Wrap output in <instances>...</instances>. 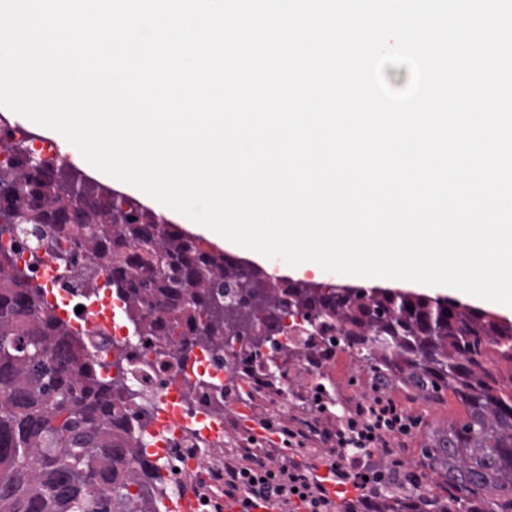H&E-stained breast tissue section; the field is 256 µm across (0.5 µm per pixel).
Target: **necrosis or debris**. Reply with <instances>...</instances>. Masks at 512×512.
Returning <instances> with one entry per match:
<instances>
[{
    "instance_id": "obj_1",
    "label": "necrosis or debris",
    "mask_w": 512,
    "mask_h": 512,
    "mask_svg": "<svg viewBox=\"0 0 512 512\" xmlns=\"http://www.w3.org/2000/svg\"><path fill=\"white\" fill-rule=\"evenodd\" d=\"M9 251L15 271L24 273L30 286L40 289L39 305L77 333L85 358L102 377L115 369L124 373V396L119 403L132 421L134 452L130 469L153 459L161 477L155 492L157 507H177L190 500L192 512L214 506L224 467L225 408L246 400L270 403L276 416L290 415L295 394L305 393L330 380L337 361H344L353 376L340 399L353 413L373 398L374 379L360 371L350 351L333 345L329 353L299 346L292 367L271 379L259 371L244 378L228 377L237 349L199 347L177 363L166 360L163 344L133 331L124 300L109 291L110 270L99 271L93 293L72 287L69 274L55 253L56 246L27 236L22 227L0 234V250Z\"/></svg>"
}]
</instances>
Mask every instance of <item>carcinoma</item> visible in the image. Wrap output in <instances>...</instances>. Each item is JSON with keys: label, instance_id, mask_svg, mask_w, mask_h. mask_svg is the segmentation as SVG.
Here are the masks:
<instances>
[{"label": "carcinoma", "instance_id": "1", "mask_svg": "<svg viewBox=\"0 0 512 512\" xmlns=\"http://www.w3.org/2000/svg\"><path fill=\"white\" fill-rule=\"evenodd\" d=\"M0 196L7 203L0 233L19 221L50 225L48 241L69 244L57 253L61 263L85 270L76 285L110 269L111 286L141 335L168 344L177 330L206 347L224 343L226 320L205 316L213 291L227 280L236 283L239 313L252 306L255 280L264 276L256 268L242 273L232 257L209 254L173 227L159 230L154 213L132 200L118 223L104 202L72 224L69 184L36 173L23 158L0 166ZM135 244L148 249L124 251ZM11 266L0 253V512H154L153 466L143 461L134 473L125 465L132 433L118 403L121 380L102 379L85 364L71 331L39 311L37 290L10 273ZM146 302L173 317L144 318ZM261 305L270 335L280 334L276 316L291 309L301 316L308 343L339 331L357 360L387 381L384 392L402 383L431 401L448 390L466 409L464 421L432 434L415 463L398 467L385 459V479L336 505L338 512H512V391L503 390L486 361L491 349L512 361V323L457 302L396 298L373 288L322 292L286 280L264 282ZM29 337L52 351V362L33 356ZM258 357L245 341L241 372L251 373ZM423 480L438 494L396 491Z\"/></svg>", "mask_w": 512, "mask_h": 512}]
</instances>
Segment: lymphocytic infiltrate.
Wrapping results in <instances>:
<instances>
[{"label": "lymphocytic infiltrate", "mask_w": 512, "mask_h": 512, "mask_svg": "<svg viewBox=\"0 0 512 512\" xmlns=\"http://www.w3.org/2000/svg\"><path fill=\"white\" fill-rule=\"evenodd\" d=\"M419 420L393 398L373 403L366 411L339 421L335 429L319 431L318 437L327 449L328 471L336 484L352 485L362 490L367 478L375 477L373 458L388 447L389 437H408L419 428ZM224 493L241 495L244 505L265 501L271 512L291 503H299L304 512H334L332 500L313 470L292 458L279 465L254 468L250 452L224 462Z\"/></svg>", "instance_id": "f902f5d3"}]
</instances>
